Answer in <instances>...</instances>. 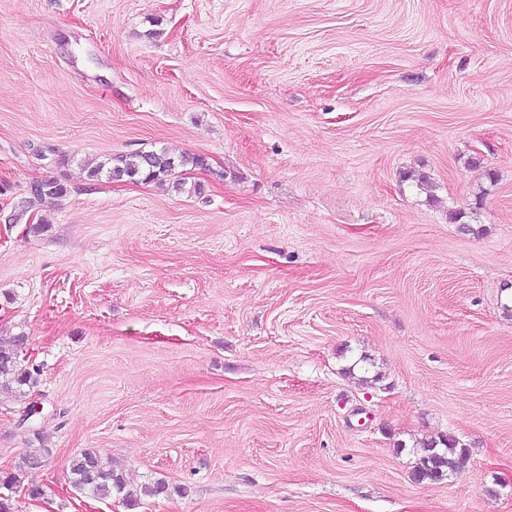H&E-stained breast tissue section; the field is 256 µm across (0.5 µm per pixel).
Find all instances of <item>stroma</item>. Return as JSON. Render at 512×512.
I'll use <instances>...</instances> for the list:
<instances>
[{"label":"stroma","instance_id":"35a3bbf8","mask_svg":"<svg viewBox=\"0 0 512 512\" xmlns=\"http://www.w3.org/2000/svg\"><path fill=\"white\" fill-rule=\"evenodd\" d=\"M161 149L199 192L86 178ZM511 293L512 0H0L16 512H512ZM87 448L175 494L75 490ZM67 186L52 176L36 180L30 184L29 194L35 200L58 199L67 195ZM24 337V335H0V376L9 377L6 382L0 384V403L2 398L15 397L17 393L21 394L24 388L30 389L37 384L35 372L23 367L19 362V352ZM439 445H442L444 449L437 448ZM415 448H419L416 451L417 462L413 470V476L417 481L439 480L447 475L448 471L454 472L459 469L466 457L464 452L459 454L456 452V440L451 437L442 438L439 441H420L416 444ZM433 451H436L437 454L431 455ZM45 453H48L47 448H32L13 470L0 472V512H13L12 494L17 488L23 487L22 477L26 470L40 464Z\"/></svg>","mask_w":512,"mask_h":512}]
</instances>
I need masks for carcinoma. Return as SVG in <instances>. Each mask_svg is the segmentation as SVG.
Listing matches in <instances>:
<instances>
[{
    "label": "carcinoma",
    "mask_w": 512,
    "mask_h": 512,
    "mask_svg": "<svg viewBox=\"0 0 512 512\" xmlns=\"http://www.w3.org/2000/svg\"><path fill=\"white\" fill-rule=\"evenodd\" d=\"M204 166L203 157L183 153L177 157L166 150H140L131 154H113L87 167V179L99 181L103 178L111 181L130 180L133 182H154L159 185L172 183V187L182 192L186 183L171 180L175 170L196 169ZM67 186L55 177L47 176L30 184L29 194L36 200L58 199L66 196ZM23 345V336L0 335V376L8 380L0 384V399H9L25 388L37 384L34 372L21 365L19 352ZM419 448L413 476L416 480L436 481L455 471L463 464L466 454L456 452V440L448 437L436 440H424L416 444ZM46 448H33L24 454L21 461L12 470L0 472V512H12V494L23 486L22 477L26 470L42 461ZM69 483L81 493L95 497L119 496L126 505H138L137 499L127 491L128 477L124 468L109 458L103 457L92 448L84 450L71 461L68 472ZM143 497L157 498L171 495L169 484L162 479L150 480L140 486Z\"/></svg>",
    "instance_id": "cac0c4a2"
}]
</instances>
